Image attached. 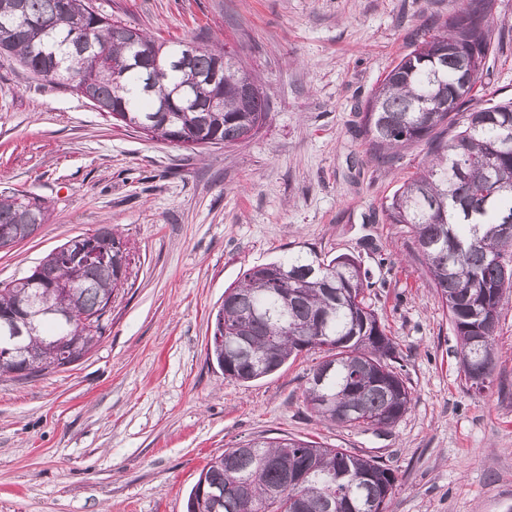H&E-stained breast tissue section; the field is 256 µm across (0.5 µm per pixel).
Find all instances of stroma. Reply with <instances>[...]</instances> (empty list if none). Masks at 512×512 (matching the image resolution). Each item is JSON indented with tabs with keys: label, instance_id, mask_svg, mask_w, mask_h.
<instances>
[{
	"label": "stroma",
	"instance_id": "35a3bbf8",
	"mask_svg": "<svg viewBox=\"0 0 512 512\" xmlns=\"http://www.w3.org/2000/svg\"><path fill=\"white\" fill-rule=\"evenodd\" d=\"M472 107L512 98V0ZM156 40L236 51L267 96L252 139L184 150L114 125L72 90L0 54V194L39 196L49 219L0 250V282L104 224L128 244V286L78 363L0 377V512H186L212 457L291 436L394 469L390 512H512V291L492 384L466 382L457 339L409 228L385 207L423 169L419 143L382 159L357 108L441 25L455 0H92ZM356 257L368 301L412 393L392 428L362 431L307 409L313 353L252 382L208 352L225 289L296 251Z\"/></svg>",
	"mask_w": 512,
	"mask_h": 512
}]
</instances>
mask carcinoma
I'll list each match as a JSON object with an SVG mask.
<instances>
[{
	"label": "carcinoma",
	"mask_w": 512,
	"mask_h": 512,
	"mask_svg": "<svg viewBox=\"0 0 512 512\" xmlns=\"http://www.w3.org/2000/svg\"><path fill=\"white\" fill-rule=\"evenodd\" d=\"M496 0H457L443 28L421 41L387 73L359 108L361 126L376 153L426 142L432 159L405 182L386 207L391 224L413 233L432 284L448 309L460 346L463 372L487 370L497 330L485 332L489 307L500 313L504 290L512 288V240L502 225L512 221V99L466 109L482 82L495 42L488 17ZM126 24L93 9L89 0H0V50L11 53L33 75L65 84L72 61L83 64L92 82V103L106 114L119 111L126 127L145 126L146 136L183 139L197 146L235 145L245 132L266 124L269 105L259 90L247 103L237 84L252 74L222 47L197 46L189 59L141 33V50L159 55V68L132 64L133 50L121 36ZM224 74L211 86L206 75L220 61ZM221 111H209L212 100ZM48 220L37 196L0 194V247L12 236L29 237ZM100 248L117 259L121 237L112 226L93 231ZM36 271L45 288L0 285V330L5 319L33 302L66 305L87 318L99 313L124 288L127 273L98 262L73 285L63 262L46 255ZM368 272L350 256L327 260L315 252L288 256L247 269L224 290L215 319L224 338L244 334V349L213 348L224 376L242 382L265 377L302 353L300 339L314 340L319 362L310 369L307 406L319 417L354 428L394 426L410 409L397 343L366 301ZM107 324L86 329L44 316L36 333L21 338L36 373L82 360ZM489 336L482 351L474 337ZM77 343L76 360L62 357L58 342ZM330 368L323 380L313 377ZM303 476L278 498L283 463ZM396 477L372 457L328 448L299 438H259L247 449L227 448L202 471L192 487L187 512H389Z\"/></svg>",
	"instance_id": "cac0c4a2"
}]
</instances>
